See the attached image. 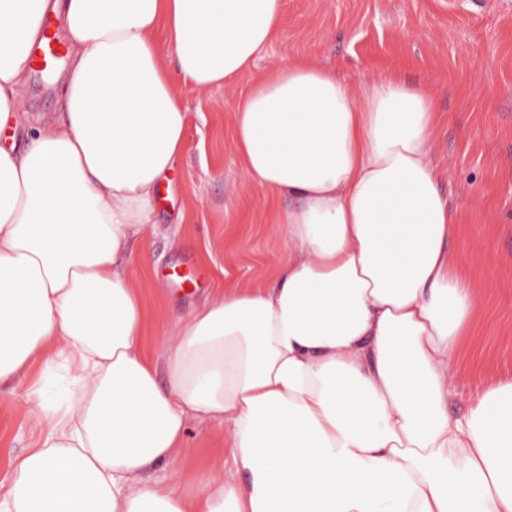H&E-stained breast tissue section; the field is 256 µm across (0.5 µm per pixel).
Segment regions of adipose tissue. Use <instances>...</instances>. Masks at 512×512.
Masks as SVG:
<instances>
[{"label": "adipose tissue", "mask_w": 512, "mask_h": 512, "mask_svg": "<svg viewBox=\"0 0 512 512\" xmlns=\"http://www.w3.org/2000/svg\"><path fill=\"white\" fill-rule=\"evenodd\" d=\"M50 11L65 117L0 146V381L61 375L33 387L41 434L0 512H512V378L448 410L484 300L448 250L433 93L309 60L254 80L235 151L290 199L288 256L181 319L159 362L123 263L185 147L178 87L249 72L284 0H0V129ZM191 418L223 424V465L153 478Z\"/></svg>", "instance_id": "obj_1"}]
</instances>
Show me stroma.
I'll use <instances>...</instances> for the list:
<instances>
[{
	"instance_id": "1",
	"label": "stroma",
	"mask_w": 512,
	"mask_h": 512,
	"mask_svg": "<svg viewBox=\"0 0 512 512\" xmlns=\"http://www.w3.org/2000/svg\"><path fill=\"white\" fill-rule=\"evenodd\" d=\"M308 58L351 82L397 74L427 86L446 120L436 153L461 235L452 244L489 301L479 318L483 343L463 352L448 409L465 414L484 384L512 375V0H285L278 38L252 73L207 92L179 89L189 112L186 147L163 186L153 224L133 244L125 266L145 303L155 357L175 321L225 288L273 281L288 255L275 223L288 199H273L244 175L233 146L234 108L252 78L272 62ZM18 145L34 118L60 120L59 84H26ZM192 272L185 288L175 270ZM50 365L0 382V483L37 428L20 404ZM224 450L223 426L189 420L174 464L186 484L206 476Z\"/></svg>"
}]
</instances>
